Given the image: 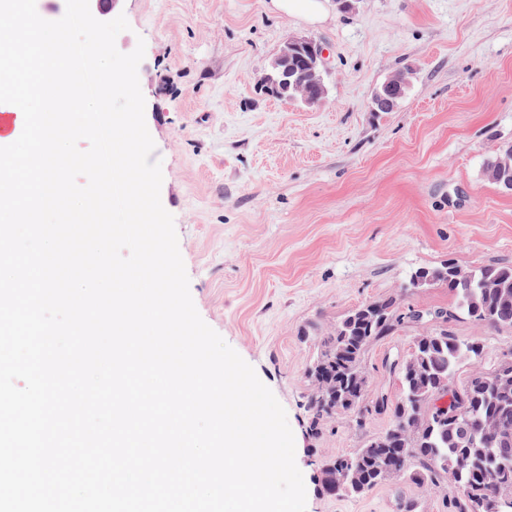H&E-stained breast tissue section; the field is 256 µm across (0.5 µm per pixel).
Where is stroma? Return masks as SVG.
I'll return each mask as SVG.
<instances>
[{"instance_id":"obj_1","label":"stroma","mask_w":512,"mask_h":512,"mask_svg":"<svg viewBox=\"0 0 512 512\" xmlns=\"http://www.w3.org/2000/svg\"><path fill=\"white\" fill-rule=\"evenodd\" d=\"M310 23L268 0H117L120 52L144 44L138 67L145 121L162 167L161 202L173 215L194 305L271 389L294 433L306 512H447L453 486L391 479L361 497L321 487L326 461L389 425L357 426L339 412L312 436L307 369L322 335L359 305L454 307L444 283L409 285L419 268L455 261L512 266V192L488 184L484 161L512 142V0H327ZM290 36L320 43L329 89L306 107L261 93L257 81ZM409 71L389 112L373 91ZM450 334L480 345L475 370L494 369L512 329L466 315ZM408 325L368 350L372 390L398 400L391 363L411 351Z\"/></svg>"}]
</instances>
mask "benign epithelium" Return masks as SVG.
<instances>
[{
  "instance_id": "benign-epithelium-1",
  "label": "benign epithelium",
  "mask_w": 512,
  "mask_h": 512,
  "mask_svg": "<svg viewBox=\"0 0 512 512\" xmlns=\"http://www.w3.org/2000/svg\"><path fill=\"white\" fill-rule=\"evenodd\" d=\"M301 48L310 49V58L307 61V73L309 78L317 82L320 90L315 94L307 93L302 87L297 86L298 100L308 106L322 103L327 91L323 88V77L325 74V51L320 45H314L310 39L289 37L280 51L270 60L262 76L258 81V88L264 93L275 96L281 89L291 87V74L288 70V56ZM409 86L407 77L400 75L391 78L379 86L372 94L370 108L374 112H387L392 110L398 101L403 98Z\"/></svg>"
}]
</instances>
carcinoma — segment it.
I'll use <instances>...</instances> for the list:
<instances>
[{"label":"carcinoma","mask_w":512,"mask_h":512,"mask_svg":"<svg viewBox=\"0 0 512 512\" xmlns=\"http://www.w3.org/2000/svg\"><path fill=\"white\" fill-rule=\"evenodd\" d=\"M434 275L455 295L454 310L428 311L420 319L418 312H403L396 300L387 298L353 309L322 336L307 373L313 385L307 401L310 433L321 434L338 411L355 413L361 421L381 412L392 419L385 434L326 462L322 488L359 497L388 479L405 477L432 488L448 478L451 467L455 492L448 512H473L474 501L486 499L498 501L499 512H512V460L501 458L498 438L483 428L493 418L512 435V349L492 371H477L458 388L453 385L457 366L480 358L483 348L445 328L459 313L490 327H512V266L467 268L452 261L416 271L412 285L428 286ZM428 322L431 327L415 338L411 354L398 367L401 400H368L362 362L369 347L410 323ZM463 421L474 430L470 442L458 438ZM338 469L344 476L335 482Z\"/></svg>","instance_id":"carcinoma-1"}]
</instances>
